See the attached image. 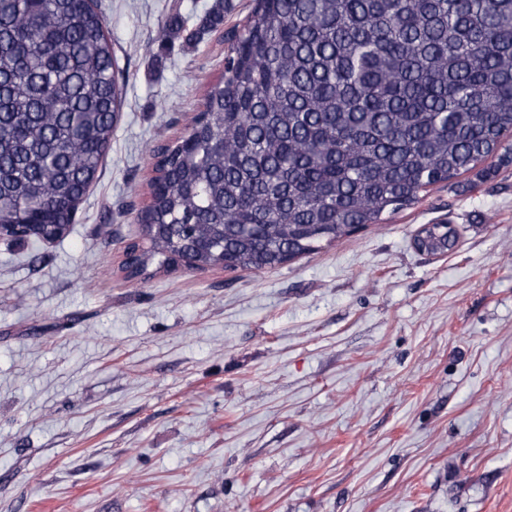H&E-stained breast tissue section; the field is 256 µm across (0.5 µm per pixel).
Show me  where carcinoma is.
I'll return each instance as SVG.
<instances>
[{
  "mask_svg": "<svg viewBox=\"0 0 512 512\" xmlns=\"http://www.w3.org/2000/svg\"><path fill=\"white\" fill-rule=\"evenodd\" d=\"M224 23L216 8L197 42ZM98 0L0 4V227L57 240L97 179L125 101ZM512 133V0H255L179 140L150 149L146 245L173 266L272 269L483 167ZM417 251L457 242L426 224Z\"/></svg>",
  "mask_w": 512,
  "mask_h": 512,
  "instance_id": "carcinoma-1",
  "label": "carcinoma"
}]
</instances>
